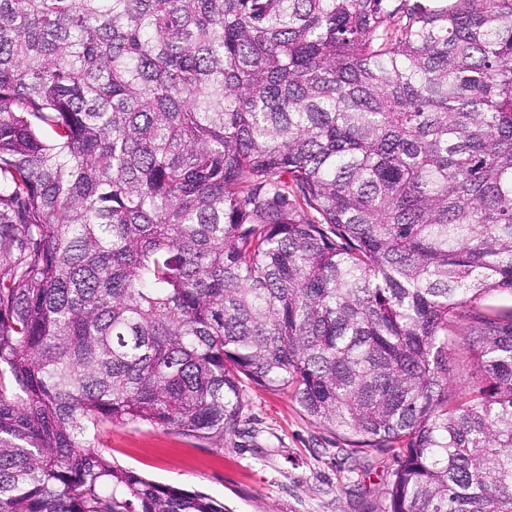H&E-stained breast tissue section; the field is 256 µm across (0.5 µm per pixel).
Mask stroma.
<instances>
[{
    "mask_svg": "<svg viewBox=\"0 0 512 512\" xmlns=\"http://www.w3.org/2000/svg\"><path fill=\"white\" fill-rule=\"evenodd\" d=\"M243 410L224 439L149 424L115 426L95 446L143 477L198 490L230 512H384L396 464L371 453L354 463L342 439L288 395L243 382Z\"/></svg>",
    "mask_w": 512,
    "mask_h": 512,
    "instance_id": "obj_1",
    "label": "stroma"
}]
</instances>
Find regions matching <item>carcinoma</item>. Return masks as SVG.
I'll list each match as a JSON object with an SVG mask.
<instances>
[{"label": "carcinoma", "instance_id": "cac0c4a2", "mask_svg": "<svg viewBox=\"0 0 512 512\" xmlns=\"http://www.w3.org/2000/svg\"><path fill=\"white\" fill-rule=\"evenodd\" d=\"M496 292L512 0H0V512H226L93 441L233 432L243 376L387 512H512Z\"/></svg>", "mask_w": 512, "mask_h": 512}]
</instances>
